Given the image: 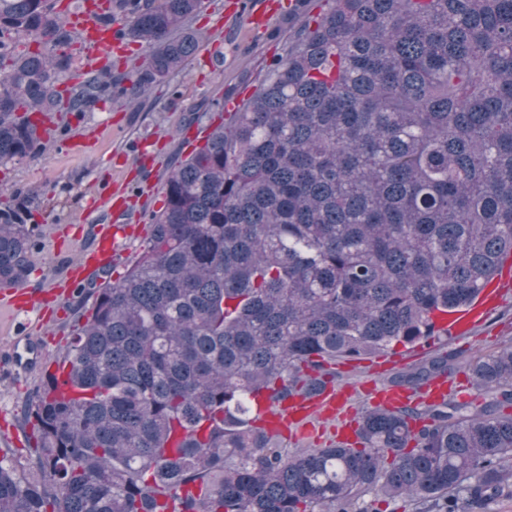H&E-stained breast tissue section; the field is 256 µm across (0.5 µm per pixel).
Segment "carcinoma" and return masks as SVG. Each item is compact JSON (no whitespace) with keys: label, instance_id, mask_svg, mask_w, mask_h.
Returning <instances> with one entry per match:
<instances>
[{"label":"carcinoma","instance_id":"1","mask_svg":"<svg viewBox=\"0 0 512 512\" xmlns=\"http://www.w3.org/2000/svg\"><path fill=\"white\" fill-rule=\"evenodd\" d=\"M251 97L169 173L142 251L95 304L25 422L43 482L0 457V512H475L512 488V339L435 350L387 380L456 368L477 390L367 408L357 447L295 448L253 424L332 366L445 346L432 316L471 306L512 257V0H326ZM149 54L69 85L76 43L50 0H0V162L42 148L52 112L129 102L195 51L204 0H108ZM0 207V286L35 248Z\"/></svg>","mask_w":512,"mask_h":512}]
</instances>
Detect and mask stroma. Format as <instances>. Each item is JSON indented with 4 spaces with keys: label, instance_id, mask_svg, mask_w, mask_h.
<instances>
[{
    "label": "stroma",
    "instance_id": "stroma-1",
    "mask_svg": "<svg viewBox=\"0 0 512 512\" xmlns=\"http://www.w3.org/2000/svg\"><path fill=\"white\" fill-rule=\"evenodd\" d=\"M233 0H206L192 21L202 38L183 69L151 88L140 108H132L121 86L92 111L80 116L55 114L51 136L36 156L0 164L5 201H27L33 207L38 246L25 291L41 294L40 308L27 312L24 334L0 324V455L14 458L26 472L36 470L29 448L24 411L30 395L41 387L46 370L67 350L76 327L93 302L94 283L69 288L66 267L82 256L94 239L98 213L89 202L111 185L127 231L125 256L111 270L124 272L143 245L142 229L162 204V185L172 167L184 159L193 141L194 126H206L213 113L229 100L249 91L288 40V13H275L263 28L245 21L228 22L224 15ZM512 338V300L495 310L471 336L466 348L489 352ZM33 346L34 361L13 359V349ZM422 349L401 350L399 361L365 360L336 367V387L348 390L347 407L359 414L369 405V388L402 367L420 361Z\"/></svg>",
    "mask_w": 512,
    "mask_h": 512
}]
</instances>
